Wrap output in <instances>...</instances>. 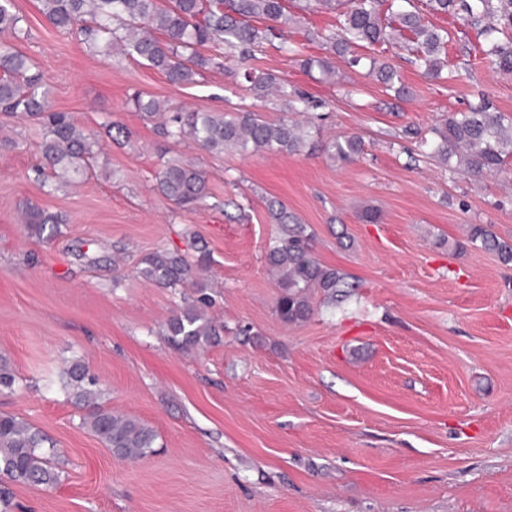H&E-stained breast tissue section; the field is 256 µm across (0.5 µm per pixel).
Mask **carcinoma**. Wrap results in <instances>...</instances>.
<instances>
[{"label": "carcinoma", "mask_w": 512, "mask_h": 512, "mask_svg": "<svg viewBox=\"0 0 512 512\" xmlns=\"http://www.w3.org/2000/svg\"><path fill=\"white\" fill-rule=\"evenodd\" d=\"M41 12L56 28L77 31L89 47L104 57L118 48L121 55L140 58L165 75L175 86L192 84L201 72L224 67V50L243 61L254 59L255 51L270 38L282 40L285 55L299 48L288 41L285 29L292 20L285 0H39ZM384 0H314L313 8L336 14L335 24L324 30H309L308 41L330 44L346 56L356 48L400 46L412 54L411 63L424 75L453 80L458 73L448 68L451 34L432 18L460 19L469 27L472 49L490 67L512 73V0H425V9L412 6L392 16L382 13ZM21 17L12 11V0H0V110L20 114L44 129L38 145L42 164L33 169V179L53 191L57 184L86 179L95 172L101 150L96 131L83 127L65 112L50 110L48 90L33 62L10 42L20 37ZM209 45L214 53L199 48ZM369 61L368 75L393 87L398 70L371 55L349 58L358 66ZM243 77L250 89L263 96L277 89L283 112L276 120L242 111L234 113L173 112L164 101L142 95L133 98L136 111L159 118L160 133L175 143L190 141L200 150L221 155L248 150L273 153L303 151L318 131L316 116L308 114L307 99L288 92L277 77L250 66ZM304 118L295 119L293 115ZM430 133L431 155L443 165L456 158L469 174L482 177L502 171L512 159V118L493 107L485 97L467 110L451 112ZM324 150L333 157L349 160L359 155L363 143L357 136L339 137ZM158 192L179 206L203 201L209 191L205 173L177 159L160 163L156 176ZM270 220L280 232L269 246L267 263L278 276L280 293L276 313L286 324L308 321L314 314L313 292L318 290L334 304L350 296L347 276L322 264L316 257L313 233L308 225L288 212L279 201L267 205ZM28 233L50 239L58 233V217L37 207L23 216ZM471 245L497 254L505 265L512 264V243L501 240L490 224H473ZM209 253L169 249L154 251L138 262L143 280L167 288L197 289L198 296L184 299L164 326L167 340L177 349L193 354L221 344L224 325L208 315L206 293ZM17 376L7 360L0 358V391H13ZM57 383L67 399L80 410V425L98 437L116 458L134 462L155 453L158 434L145 422L112 411L102 402L98 379L80 360L70 361L58 374ZM63 453L57 444L23 419L0 413V480L52 490L59 486Z\"/></svg>", "instance_id": "1"}]
</instances>
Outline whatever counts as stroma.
Returning <instances> with one entry per match:
<instances>
[{
    "label": "stroma",
    "mask_w": 512,
    "mask_h": 512,
    "mask_svg": "<svg viewBox=\"0 0 512 512\" xmlns=\"http://www.w3.org/2000/svg\"><path fill=\"white\" fill-rule=\"evenodd\" d=\"M52 110L98 128L118 121L129 143L104 141L95 177L46 192L31 176L37 125L0 112V356L19 379L0 412L27 420L64 454L63 480L11 486L13 512H512V265L476 247L454 255L473 224L512 243V162L475 177L417 145L480 93L512 117V74L455 43L459 78L430 80L392 48L410 89L396 97L306 30L329 17L290 0L297 23L286 56L263 44L255 66L318 101L324 140L358 136L349 161L323 148L298 154L211 156L173 144L130 101L141 92L175 110L253 111L279 103L249 91L234 56L181 87L128 57L104 58L56 29L37 0H14ZM331 62L334 80L305 58ZM201 167L210 196L180 208L155 189L160 157ZM277 199L314 232L319 261L355 282L347 300L314 295L313 317L288 325L266 252L279 232ZM61 216L45 242L20 222L25 206ZM380 220L362 222L363 208ZM210 250L207 278L224 324L196 355L163 326L181 291L139 278L157 249ZM74 359L96 375L112 408L159 435L157 454L115 458L46 383Z\"/></svg>",
    "instance_id": "35a3bbf8"
}]
</instances>
